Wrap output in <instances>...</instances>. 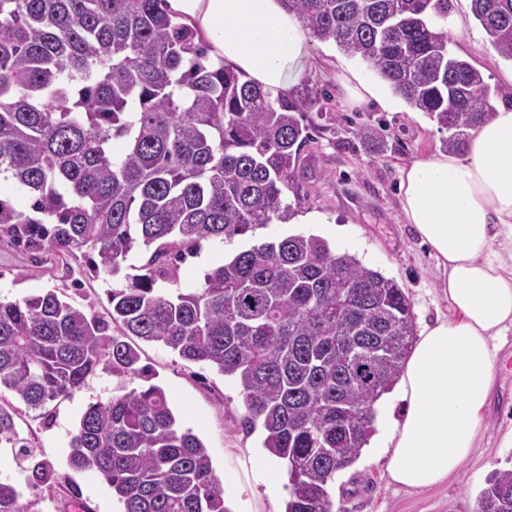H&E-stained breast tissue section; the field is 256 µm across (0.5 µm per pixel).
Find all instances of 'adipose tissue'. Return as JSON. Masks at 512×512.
Returning <instances> with one entry per match:
<instances>
[{"mask_svg": "<svg viewBox=\"0 0 512 512\" xmlns=\"http://www.w3.org/2000/svg\"><path fill=\"white\" fill-rule=\"evenodd\" d=\"M212 63L278 96L300 83L310 35L285 0H166ZM360 103L395 109L387 83L349 69ZM401 209L447 273L451 316L423 324L398 381L400 421L376 434L392 483L422 491L456 474L476 447L512 339V106H495L464 153L438 152L401 170Z\"/></svg>", "mask_w": 512, "mask_h": 512, "instance_id": "1", "label": "adipose tissue"}]
</instances>
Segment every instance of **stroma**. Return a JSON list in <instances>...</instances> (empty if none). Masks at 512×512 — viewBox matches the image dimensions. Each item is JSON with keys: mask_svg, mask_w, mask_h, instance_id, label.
Returning a JSON list of instances; mask_svg holds the SVG:
<instances>
[{"mask_svg": "<svg viewBox=\"0 0 512 512\" xmlns=\"http://www.w3.org/2000/svg\"><path fill=\"white\" fill-rule=\"evenodd\" d=\"M449 23L463 29L450 35V50L467 59L483 75L493 95L491 104L512 102V62L504 60L474 19L471 0H448ZM341 52L330 42L312 41L301 65L305 77L288 97L296 102L311 131L303 156L312 177L302 188L301 211L321 213V224L271 223L257 229L255 241L304 234L324 238L333 249L355 255L365 266L394 279L409 297L416 324L447 314L444 276L424 246L405 224L400 210V170L410 161L435 153L447 131L409 104L388 112L372 103L346 100ZM375 127L379 136L360 141L356 130ZM244 240L204 244L197 256L181 266V281L200 282L204 273L244 247ZM111 278L95 276L85 259L69 264L48 261L34 265L28 254L0 243V297L15 300L54 290L87 314L106 316V290ZM141 362L150 368L153 382L167 393L183 427L205 443L214 473L233 472L242 483L238 512H278L288 497L287 486L269 492L250 457L262 446L261 430L245 432V414L236 383L215 369L179 358L151 343L138 342ZM112 392V376L105 371L87 379L72 397L40 410L28 409L10 393L0 399L18 415L20 434L35 459L53 470L51 486L27 481L30 461L11 449H0V478L15 481L27 512H121L105 481L95 474L72 470L67 463L69 442L90 403ZM512 468V368L498 377L484 436L470 460L447 481L424 491H408L389 483L377 453L362 454L357 463L339 472L332 485L334 512H476L477 499L491 472Z\"/></svg>", "mask_w": 512, "mask_h": 512, "instance_id": "stroma-1", "label": "stroma"}]
</instances>
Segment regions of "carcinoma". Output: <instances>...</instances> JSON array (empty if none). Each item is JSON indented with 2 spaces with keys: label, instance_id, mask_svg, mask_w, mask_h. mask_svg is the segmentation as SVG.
Segmentation results:
<instances>
[{
  "label": "carcinoma",
  "instance_id": "carcinoma-1",
  "mask_svg": "<svg viewBox=\"0 0 512 512\" xmlns=\"http://www.w3.org/2000/svg\"><path fill=\"white\" fill-rule=\"evenodd\" d=\"M165 2L0 0V181L31 201L26 211L0 196V242L37 264L86 254L92 273L119 278L108 320L53 290L0 299V392L37 410L111 373L69 464L101 476L123 512H229L206 446L150 383L135 336L233 379L245 430L261 428L262 447L288 464L286 512H332L330 486L359 459L413 344L411 302L316 235L244 247L181 286L180 263L203 243L291 219L311 139L294 103L210 64ZM288 7L448 131L445 148L462 149L488 117L491 89L449 50L448 0ZM471 9L512 61V0ZM0 446L28 452L1 405ZM27 480L47 485L51 472L34 460ZM0 512H25L7 479ZM477 512H512V469L491 474Z\"/></svg>",
  "mask_w": 512,
  "mask_h": 512
}]
</instances>
